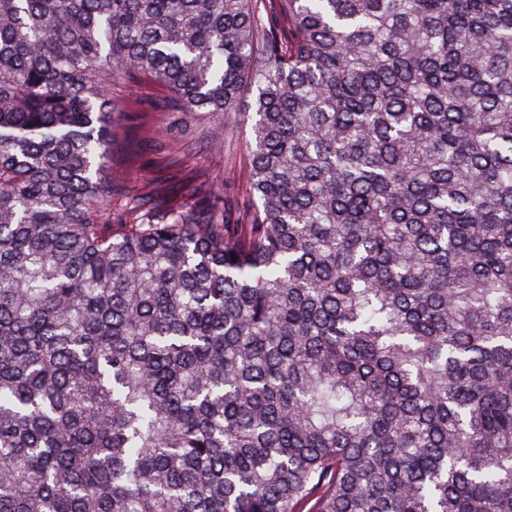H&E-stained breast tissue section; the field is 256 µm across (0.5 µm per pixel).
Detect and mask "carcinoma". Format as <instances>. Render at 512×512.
<instances>
[{"mask_svg":"<svg viewBox=\"0 0 512 512\" xmlns=\"http://www.w3.org/2000/svg\"><path fill=\"white\" fill-rule=\"evenodd\" d=\"M0 0V512H512V0ZM252 99L250 223L103 75ZM166 93L151 81L130 88L112 82V96L128 101L127 108L114 116L112 154L109 174L115 192L101 208L103 224H138V211L125 205L120 186L125 179L153 189L182 194L183 201L193 207L197 197L182 191V180L191 172L204 171L213 183L216 195L235 208L240 220L249 223L255 208L249 182V156L243 110L251 99L249 86L241 92V112L224 114L222 146L211 140L208 119L186 120L182 146H171L159 132L168 115L156 106Z\"/></svg>","mask_w":512,"mask_h":512,"instance_id":"obj_1","label":"carcinoma"}]
</instances>
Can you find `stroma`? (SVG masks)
<instances>
[{
  "instance_id": "1",
  "label": "stroma",
  "mask_w": 512,
  "mask_h": 512,
  "mask_svg": "<svg viewBox=\"0 0 512 512\" xmlns=\"http://www.w3.org/2000/svg\"><path fill=\"white\" fill-rule=\"evenodd\" d=\"M112 94L128 102L112 124L109 174L114 186L119 188L128 179L162 192L182 194L184 202L192 205L196 198L183 194L182 180L188 173L204 171L218 197L236 209L242 222L250 221L255 212L246 150L250 128L242 113L225 114L222 144L212 141L208 119L193 117L184 125L182 144L172 146L160 134L168 119L157 106L164 90L147 80L133 88L117 81Z\"/></svg>"
}]
</instances>
